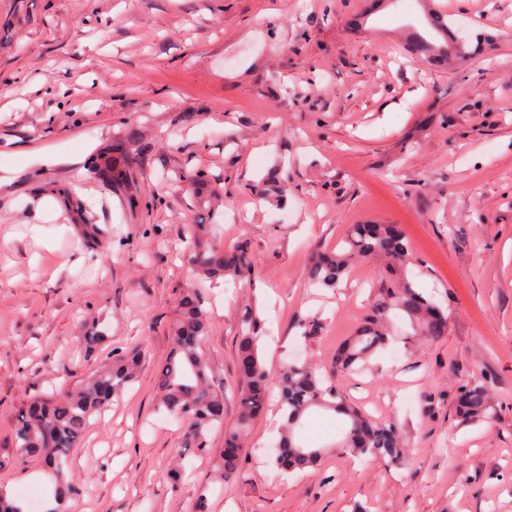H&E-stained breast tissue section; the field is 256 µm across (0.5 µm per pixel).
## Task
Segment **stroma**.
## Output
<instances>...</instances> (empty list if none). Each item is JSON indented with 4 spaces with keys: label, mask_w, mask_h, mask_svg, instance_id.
<instances>
[{
    "label": "stroma",
    "mask_w": 512,
    "mask_h": 512,
    "mask_svg": "<svg viewBox=\"0 0 512 512\" xmlns=\"http://www.w3.org/2000/svg\"><path fill=\"white\" fill-rule=\"evenodd\" d=\"M439 12L465 26L464 57L410 52V26ZM138 128L125 193L89 177ZM54 152L58 163L44 164ZM201 184L188 188L183 175ZM154 198L130 213L124 194ZM93 204L86 215L84 204ZM202 246L248 242L252 287L195 282L184 230ZM355 224L397 226L406 273L448 310V333L414 335L390 313L389 340L343 402L391 422L405 461L336 447L343 418L315 408L298 437L324 454L279 474L277 402L254 419L229 482L224 432L238 424L239 313L256 303L271 369L334 371L336 351L398 275L382 257L338 288L310 283L316 253ZM198 288L201 345L224 424L210 454L181 456L156 371L182 292ZM319 318L304 336L303 318ZM96 328L103 340L88 348ZM145 353L137 376L90 419L64 512H512V0H0V485L47 498L39 459L13 431L38 396L78 386L115 355ZM481 377L491 409L460 423L458 386ZM181 468L182 478L168 474Z\"/></svg>",
    "instance_id": "35a3bbf8"
}]
</instances>
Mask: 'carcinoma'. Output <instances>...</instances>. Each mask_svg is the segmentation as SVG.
Segmentation results:
<instances>
[{
	"label": "carcinoma",
	"instance_id": "cac0c4a2",
	"mask_svg": "<svg viewBox=\"0 0 512 512\" xmlns=\"http://www.w3.org/2000/svg\"><path fill=\"white\" fill-rule=\"evenodd\" d=\"M88 174L104 176L116 188L125 186L130 177L121 155H112L105 161L95 160ZM205 228L204 224L186 227L185 255L195 276L210 280L228 278L244 287L251 284L255 270L247 245L242 243L229 253L220 248H204L197 244V237ZM346 245L342 252H329L316 258L308 270L313 284L336 287L353 258L384 255L403 268L410 263L408 240L392 225H359ZM392 310L404 314L415 331L428 338L447 334L448 314L408 278L392 279L375 290L370 314L363 326L336 353V370L352 371L369 362L387 341L384 318ZM207 328L202 297L194 290L184 292L172 326L174 347L157 373L161 406L185 425L184 450L196 456L209 451L210 430L224 424V396L209 383L207 365L199 352ZM238 337L242 381L240 428L224 435L225 448L219 466L222 481L230 480L237 471L238 448L245 428L265 411L273 380L278 387L282 415L273 464L280 471L288 473L317 465L322 451L302 445L295 434L304 415L313 408L331 409L347 418L340 447L353 455L387 459L399 465L404 462L405 450L394 424L372 421L358 410L337 402L340 395L336 385L309 364L290 362L276 377H271L259 353L261 336L257 309L250 304L241 309ZM141 356L142 350L131 349L89 379L80 390L68 392L59 399L33 401L14 430L21 456L39 457L45 467L64 476V467L73 448L84 437L91 416L133 379ZM489 409L488 389L481 379L474 377L457 389L456 411L463 421H482L488 417Z\"/></svg>",
	"mask_w": 512,
	"mask_h": 512
}]
</instances>
